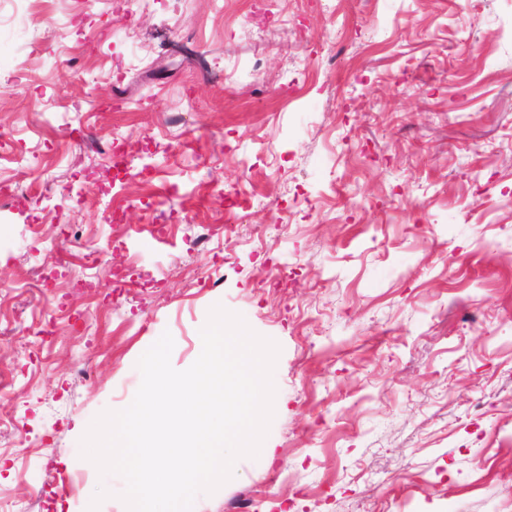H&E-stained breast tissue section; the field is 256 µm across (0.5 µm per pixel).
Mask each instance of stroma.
<instances>
[{"label": "stroma", "instance_id": "35a3bbf8", "mask_svg": "<svg viewBox=\"0 0 512 512\" xmlns=\"http://www.w3.org/2000/svg\"><path fill=\"white\" fill-rule=\"evenodd\" d=\"M47 10L77 29L0 32V130L27 151L0 181L39 189L0 208V512H84L101 486L127 512L80 440L163 333L189 368L217 304L279 344L275 416L193 512L257 491L262 512H512V0ZM116 239L121 295L79 250Z\"/></svg>", "mask_w": 512, "mask_h": 512}]
</instances>
